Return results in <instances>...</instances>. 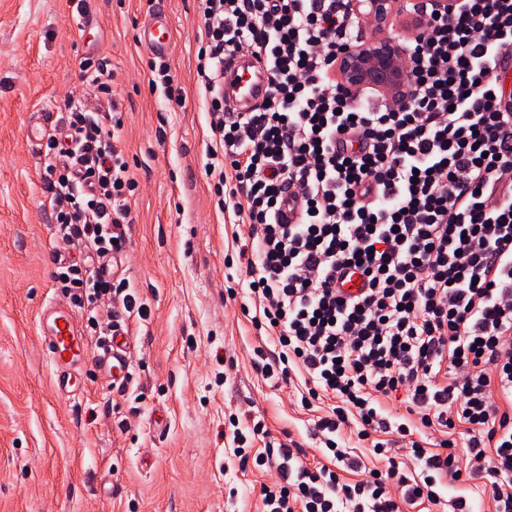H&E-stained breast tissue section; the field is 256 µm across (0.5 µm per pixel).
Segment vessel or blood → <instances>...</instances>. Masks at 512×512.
<instances>
[{"label": "vessel or blood", "instance_id": "obj_1", "mask_svg": "<svg viewBox=\"0 0 512 512\" xmlns=\"http://www.w3.org/2000/svg\"><path fill=\"white\" fill-rule=\"evenodd\" d=\"M171 23L162 11L153 12L137 27V41L151 58L166 59L173 51ZM269 72L264 60L228 57L224 64V101L237 112H250L269 94ZM55 115L42 113L31 123L26 136L32 146H42L50 138ZM37 336L44 357L52 370L50 391L68 398L79 387L86 357H93L99 380L114 389L129 382L133 335L122 325L112 328L111 336L89 349L72 308L50 301L41 305L36 316Z\"/></svg>", "mask_w": 512, "mask_h": 512}]
</instances>
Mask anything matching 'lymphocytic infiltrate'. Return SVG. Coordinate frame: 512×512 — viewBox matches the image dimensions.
Listing matches in <instances>:
<instances>
[{
  "label": "lymphocytic infiltrate",
  "mask_w": 512,
  "mask_h": 512,
  "mask_svg": "<svg viewBox=\"0 0 512 512\" xmlns=\"http://www.w3.org/2000/svg\"><path fill=\"white\" fill-rule=\"evenodd\" d=\"M455 3L438 15L408 0L424 21L399 39L408 96L393 102L336 82L337 54L366 25L351 0H198L206 171L248 226L253 322L279 349L264 371L298 374L311 399L331 402L314 424L326 464L287 444L258 457L276 471L264 512H402L469 480L490 485L495 512H512V112L494 74L512 50V0ZM229 54L266 61L269 96L255 111L224 105ZM82 67L99 106L66 112V145L45 147V184L58 246L87 256L59 268L56 286L101 337L143 315L124 281L88 261L124 249L115 229L131 221L135 183L116 145L111 76L89 58ZM287 199L298 223L277 220ZM354 268L367 286L350 296L338 279ZM398 393L407 415L395 420L385 402ZM346 430L383 433L379 454L403 443L421 473L393 460L366 469L339 447Z\"/></svg>",
  "instance_id": "f902f5d3"
}]
</instances>
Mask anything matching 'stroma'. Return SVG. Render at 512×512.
Wrapping results in <instances>:
<instances>
[{
	"mask_svg": "<svg viewBox=\"0 0 512 512\" xmlns=\"http://www.w3.org/2000/svg\"><path fill=\"white\" fill-rule=\"evenodd\" d=\"M88 5L98 23L81 36L68 22L73 0H0V512H261L260 489L276 477L255 462L267 441H248L240 462L229 448L232 419L252 409L269 441L294 440L315 464L320 410L302 405L299 378L268 379L255 365L257 350L275 347L241 311L247 227L218 206L205 171L197 0ZM153 9L173 26L182 109L148 84L136 28ZM84 42L121 104L120 146L137 183L121 271L146 311L131 323L129 386L112 389L88 370L66 401L49 391L35 330L38 308L58 291L44 157L25 131L38 112L81 99ZM104 471L108 499L95 490Z\"/></svg>",
	"mask_w": 512,
	"mask_h": 512,
	"instance_id": "1",
	"label": "stroma"
}]
</instances>
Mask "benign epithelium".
Segmentation results:
<instances>
[{"label":"benign epithelium","mask_w":512,"mask_h":512,"mask_svg":"<svg viewBox=\"0 0 512 512\" xmlns=\"http://www.w3.org/2000/svg\"><path fill=\"white\" fill-rule=\"evenodd\" d=\"M400 2L353 0V8L381 28L401 12ZM401 54L402 48L395 37L372 33L361 39L358 46L336 56V81L353 96L371 88L388 98H397L405 89V77L399 65Z\"/></svg>","instance_id":"1"}]
</instances>
